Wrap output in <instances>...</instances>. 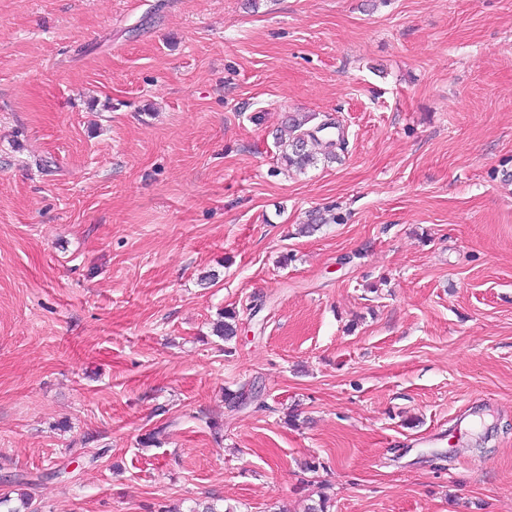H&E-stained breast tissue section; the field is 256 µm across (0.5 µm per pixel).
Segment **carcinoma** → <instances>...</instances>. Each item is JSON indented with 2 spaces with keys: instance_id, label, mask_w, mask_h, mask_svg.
<instances>
[{
  "instance_id": "carcinoma-1",
  "label": "carcinoma",
  "mask_w": 512,
  "mask_h": 512,
  "mask_svg": "<svg viewBox=\"0 0 512 512\" xmlns=\"http://www.w3.org/2000/svg\"><path fill=\"white\" fill-rule=\"evenodd\" d=\"M313 116L295 113L285 117L284 126L278 137L282 147L280 160L287 167L304 171L315 166L319 158L329 160L339 159L337 151L344 150L345 141L330 132L331 123L324 122L315 126L310 125ZM236 311H224L221 319L213 323V332L226 341L237 335Z\"/></svg>"
}]
</instances>
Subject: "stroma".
<instances>
[{
	"label": "stroma",
	"instance_id": "stroma-1",
	"mask_svg": "<svg viewBox=\"0 0 512 512\" xmlns=\"http://www.w3.org/2000/svg\"><path fill=\"white\" fill-rule=\"evenodd\" d=\"M287 112L340 161L286 169ZM19 479L34 512H512V0H0Z\"/></svg>",
	"mask_w": 512,
	"mask_h": 512
}]
</instances>
